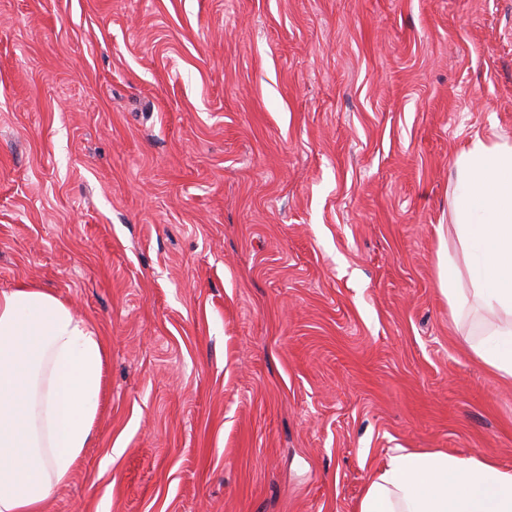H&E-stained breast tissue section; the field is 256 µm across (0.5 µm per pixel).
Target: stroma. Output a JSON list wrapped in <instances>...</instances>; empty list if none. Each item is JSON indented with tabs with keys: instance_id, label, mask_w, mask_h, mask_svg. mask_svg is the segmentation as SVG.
<instances>
[{
	"instance_id": "stroma-1",
	"label": "stroma",
	"mask_w": 512,
	"mask_h": 512,
	"mask_svg": "<svg viewBox=\"0 0 512 512\" xmlns=\"http://www.w3.org/2000/svg\"><path fill=\"white\" fill-rule=\"evenodd\" d=\"M512 142V0H0V290L106 350L48 512H357L392 449L512 469L436 270Z\"/></svg>"
}]
</instances>
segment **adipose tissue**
<instances>
[{
	"instance_id": "obj_1",
	"label": "adipose tissue",
	"mask_w": 512,
	"mask_h": 512,
	"mask_svg": "<svg viewBox=\"0 0 512 512\" xmlns=\"http://www.w3.org/2000/svg\"><path fill=\"white\" fill-rule=\"evenodd\" d=\"M448 213L465 263L437 252L452 317L469 302L491 314L472 352L512 380V144L475 137L454 158ZM103 341L51 292L0 290V512H47L93 439ZM357 512H512V469L483 457L396 449Z\"/></svg>"
}]
</instances>
